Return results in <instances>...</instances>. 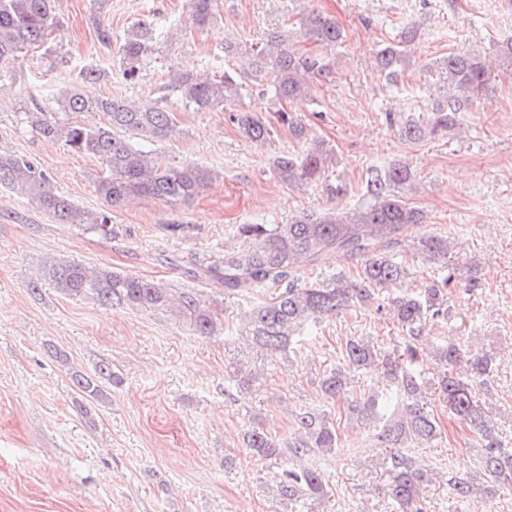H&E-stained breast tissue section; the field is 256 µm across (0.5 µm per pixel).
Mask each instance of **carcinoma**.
<instances>
[{"mask_svg":"<svg viewBox=\"0 0 512 512\" xmlns=\"http://www.w3.org/2000/svg\"><path fill=\"white\" fill-rule=\"evenodd\" d=\"M93 21L98 43L112 46V31L104 25L106 0H93ZM58 0H0V78L9 73L32 45H43L58 29ZM216 19L213 0H191L190 24L203 30ZM418 34L415 25L400 31L398 38L384 44L376 55V65L387 83H392L410 65V45ZM344 30L335 18L314 11L301 14L295 22L285 19L282 27L267 34L262 47L247 57L248 70L229 68L220 74L177 72L172 87L184 108L195 112L224 109L239 94L247 79L258 93L280 102L311 94L310 82L329 74L325 57L295 48L300 41H312L331 49L344 42ZM156 28L148 21L136 22L119 46L123 78L138 79L143 62L153 54ZM455 94L436 104L427 122L411 117L387 122L404 141L416 144L463 124L469 105L483 95L491 65L477 53H450L437 62ZM96 110L107 117L104 124H83L71 114ZM24 120L32 133L60 140L72 152L96 156L106 165L96 192L106 208L84 210L55 190L51 177L36 158L0 150V188L6 187L26 198L39 213L64 223L75 224L105 238L112 235L111 211L136 198H153L170 204L188 202L211 179L196 165H173L144 150L136 140L162 139L172 130V117L154 102L139 105L133 100L101 98L88 100L79 86L65 87L58 96H30ZM241 135L254 143L270 140L272 129L255 110L231 115ZM278 122L297 139L306 137V127L285 109ZM331 161V153L316 142L302 153L283 154L274 160L279 178L289 184L317 181ZM415 175L408 163L397 160L383 169L369 170L365 189L369 202L350 212L328 209L304 212L285 224H241L240 243L213 251L190 270L194 279L215 281L224 294L243 296L259 287H274L275 297L254 305L247 315L253 343L270 355L285 351L294 343V332L308 320L317 321L339 314L354 303L370 300L375 291L393 288L404 278V269L394 260V248L402 245L406 227L424 222L421 211L404 200ZM449 236L428 234L416 250L429 261L448 263ZM338 258L360 262L358 281L344 276L329 280L305 281L301 266L326 264ZM453 280L449 274L423 288H412L390 300V306L405 335L402 345L391 351H377L363 339L346 343L345 368L323 377L321 387L331 399L348 390V370L370 366L382 375L385 385L355 401L350 413L365 428L370 446L390 449L383 459L387 492L400 512H426L422 491L430 477L426 465L401 452L410 446L431 443L441 435L438 419L424 407L417 344L428 322L451 319L445 290ZM50 285L61 294L91 300L116 308L147 307L176 309L187 319L197 336H210L216 319L199 295L169 289L147 278L115 272L107 267L74 261L53 260L42 266L41 277L28 284L33 294ZM440 364L437 388L448 411L466 424L478 438L483 474L475 478L452 476L448 489L454 496L473 495L476 486L489 493L500 486H512V448L503 440L475 391L494 371L496 356L484 347L471 348L468 341L441 345L436 349ZM466 365L471 378L456 376L455 368ZM72 384L82 399L99 404L106 401V386L120 381L112 365L100 363L93 374L71 369ZM298 434L281 444L258 427L246 434V445L262 457H280L288 467L279 474L281 497L321 498L325 496L320 474L298 465L316 453L328 454L340 446L336 428L324 414L305 411L296 417Z\"/></svg>","mask_w":512,"mask_h":512,"instance_id":"carcinoma-1","label":"carcinoma"}]
</instances>
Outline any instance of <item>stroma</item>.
Segmentation results:
<instances>
[{
	"instance_id": "stroma-1",
	"label": "stroma",
	"mask_w": 512,
	"mask_h": 512,
	"mask_svg": "<svg viewBox=\"0 0 512 512\" xmlns=\"http://www.w3.org/2000/svg\"><path fill=\"white\" fill-rule=\"evenodd\" d=\"M59 4L61 25L51 41L25 50L13 75L0 80V149L35 157L59 192L84 209H101L95 190L105 173L101 160L59 142L47 145L23 121L29 94L80 84L78 73L91 62L103 77L80 84L85 96L162 99L175 128L145 142V149L176 165H200L212 179L186 203L142 198L114 209L109 239L58 223L0 189V211L27 217L0 222V512H241L246 506L252 512H396L385 489L386 451L362 447L367 431L349 413L353 400L382 387L381 377L356 369L346 395L334 400L321 389L322 377L342 365L348 340L364 338L381 351L399 344L403 331L388 291L375 303L304 323L295 349L270 361L249 340L244 315L252 300L225 296L222 285L187 275L206 254L236 243L238 225L357 208L365 202L368 170L395 160L413 168L415 186L404 198L426 216L417 230H406L408 243L396 250L406 286L423 287L444 273L410 247L415 235L449 234L462 243L448 290L456 316L425 336L421 376L435 378L437 345L464 339L493 348L496 369L477 393L512 441V61L496 62L463 130L409 144L386 122L390 113L427 117L444 100L448 85L435 60L491 52L512 37V0H217L216 19L202 31L186 22L190 0H109L110 51L98 44L91 0ZM310 9L336 18L346 38L331 53L330 73L316 81L312 97L283 106L333 153L322 183L291 187L277 177L273 161L306 144L275 123L278 102L245 94L225 110L194 112L167 86L172 69H223L226 43H259L285 16ZM146 18L161 38L133 85L122 77L116 46ZM413 23L420 27L414 63L398 86L387 85L374 66L375 53ZM252 108L274 123L262 144L246 140L230 120L232 112ZM339 178L348 191L328 195L326 184ZM169 224H190L194 231L176 238L166 232ZM49 258L195 291L216 314V332L196 336L162 310L112 308L51 288L33 296L28 284ZM473 277L475 289L468 286ZM50 344L67 354L68 365L47 352ZM102 362L122 383L109 386L106 402L82 414L69 371L90 374ZM427 408L442 430L438 440L412 451L433 476L423 489L427 512H512V488L486 500L449 494V476L480 474L481 451L475 434L449 417L436 393H428ZM306 410L328 414L342 445L304 461L320 474L325 497L288 501L275 488L282 460L257 457L243 435L257 425L288 440L297 432V414Z\"/></svg>"
}]
</instances>
